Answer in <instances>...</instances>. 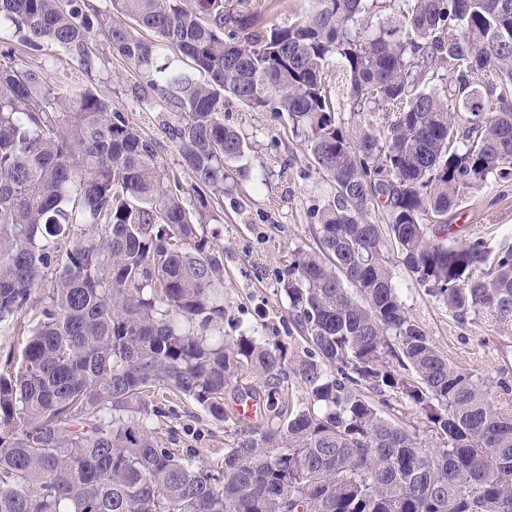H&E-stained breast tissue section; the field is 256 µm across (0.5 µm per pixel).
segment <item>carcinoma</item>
Segmentation results:
<instances>
[{
	"mask_svg": "<svg viewBox=\"0 0 512 512\" xmlns=\"http://www.w3.org/2000/svg\"><path fill=\"white\" fill-rule=\"evenodd\" d=\"M104 2L0 0V324L23 345L0 361V512H512V402L448 362L387 257L456 319L512 321V245L448 240L465 194L512 174V0H399L386 17L313 0L265 29L257 0ZM101 41L138 69L140 100L168 104L195 201L129 113L52 77L60 53L105 70ZM230 100L286 115L326 176L316 247L279 279L310 345L305 403L286 343L240 320L213 335L224 254L206 225L251 147ZM77 224L90 237L70 248ZM371 392L418 407L431 437ZM172 395L232 424L224 454L158 431ZM259 397V420L227 413Z\"/></svg>",
	"mask_w": 512,
	"mask_h": 512,
	"instance_id": "1",
	"label": "carcinoma"
}]
</instances>
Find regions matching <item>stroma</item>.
Instances as JSON below:
<instances>
[{
    "label": "stroma",
    "instance_id": "stroma-1",
    "mask_svg": "<svg viewBox=\"0 0 512 512\" xmlns=\"http://www.w3.org/2000/svg\"><path fill=\"white\" fill-rule=\"evenodd\" d=\"M90 82L100 94L111 97L115 106L129 112L144 136L159 142L166 170L177 175L184 191H191L194 177L180 167L173 143L159 126L167 116L163 100L153 99L146 109L132 100L131 91L140 82L132 65L113 58L109 68ZM226 112L254 144L241 171L233 175L232 190L224 196V221L218 227L217 242L224 249L227 315L245 323L266 324L299 355L308 342L291 329L278 279L286 272L293 251L315 244L313 208L325 186L323 175L286 117L267 109L247 111L232 102ZM448 222L455 237L481 233L493 251L512 243V176L471 190L449 213ZM388 257L410 315L449 362L491 380L512 383V325L486 314L456 320L409 277L397 252H389ZM173 407L175 417L164 419L160 428L174 430L178 447L223 452L228 438L223 423L201 411L187 413L178 401Z\"/></svg>",
    "mask_w": 512,
    "mask_h": 512
}]
</instances>
